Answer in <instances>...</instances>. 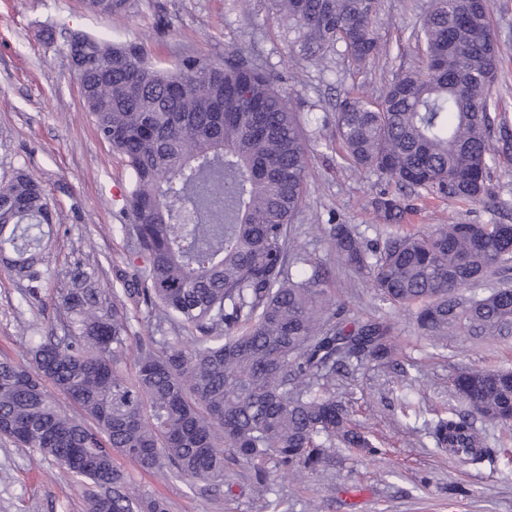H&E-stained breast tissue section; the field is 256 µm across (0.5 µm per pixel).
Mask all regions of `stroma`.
Instances as JSON below:
<instances>
[{"instance_id":"1","label":"stroma","mask_w":512,"mask_h":512,"mask_svg":"<svg viewBox=\"0 0 512 512\" xmlns=\"http://www.w3.org/2000/svg\"><path fill=\"white\" fill-rule=\"evenodd\" d=\"M432 0H379L374 28L380 56L355 65L341 53L302 55L293 23L278 17L274 0H134L116 16L86 12L81 0H0V181L26 168L43 184L56 212L49 265L53 276L38 299L0 266V355L30 363L31 348L61 336L67 317L59 300L67 270L96 255L103 281L132 272L121 231L131 175L102 140L82 107L77 74L59 36L46 46L42 31L81 30L113 42L135 41L148 59L170 63L184 54L223 62L238 52L276 75L298 113L312 151L305 202L294 226L313 264L332 273L331 287L351 319L380 317L392 326L395 368L365 364L336 379V394L351 420L383 448L371 457L335 448V463L301 479L276 477L270 501L278 512H512V430L475 420L493 463L472 466L436 447L429 429L459 403L448 380L463 367L512 369V337L479 343L454 336L434 343L410 316L380 301L374 290L339 261L329 228L349 224L365 242L382 238L372 203L395 183L356 171L336 152V102L349 93L378 97L399 67H421L414 36ZM491 34L504 45L492 120L512 122V0H491ZM490 197L477 201L409 192L412 208L399 229L429 230L458 220L512 224V157L490 170ZM116 465L142 498H160L167 512H263L235 467L231 485L188 484L168 471L148 472L129 458ZM90 486L64 475L59 463L0 439V512H87Z\"/></svg>"}]
</instances>
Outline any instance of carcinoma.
<instances>
[{
  "label": "carcinoma",
  "instance_id": "carcinoma-1",
  "mask_svg": "<svg viewBox=\"0 0 512 512\" xmlns=\"http://www.w3.org/2000/svg\"><path fill=\"white\" fill-rule=\"evenodd\" d=\"M416 38L424 70L395 73L377 98L345 96L336 106L340 157L400 186L460 200L490 194L496 155L512 150L503 123L492 141L491 87L501 48L490 33V0H440ZM131 0H84L93 14L118 15ZM300 51L337 47L354 64L377 56L372 26L379 0H277ZM83 105L101 139L131 172L122 225L137 258L123 293L107 305L100 262L77 263L61 303L69 335L33 348L35 369L0 358V437L57 460L90 481L88 512H166L160 498L127 489L118 453L144 470L224 485L231 465L249 468L263 501L275 473L323 471L336 444L375 455L336 396L350 365L390 362L389 323L351 321L325 274L294 277L312 261L291 223L306 196L310 148L298 113L274 76L230 52L217 64L197 56L173 68L147 60L137 43L79 34ZM385 237L367 244L347 224L330 240L340 261L377 297L414 319L421 335L493 340L512 334V281L467 293L512 266V224H439L401 235L403 200L373 202ZM55 211L42 183L19 170L0 183V260L36 296L49 276ZM126 298L189 336L131 340ZM132 359L133 372L124 371ZM79 415L63 412L48 387ZM465 405L439 419L438 448L471 465L493 460L474 430L482 418L512 426V370L464 367L451 378Z\"/></svg>",
  "mask_w": 512,
  "mask_h": 512
}]
</instances>
